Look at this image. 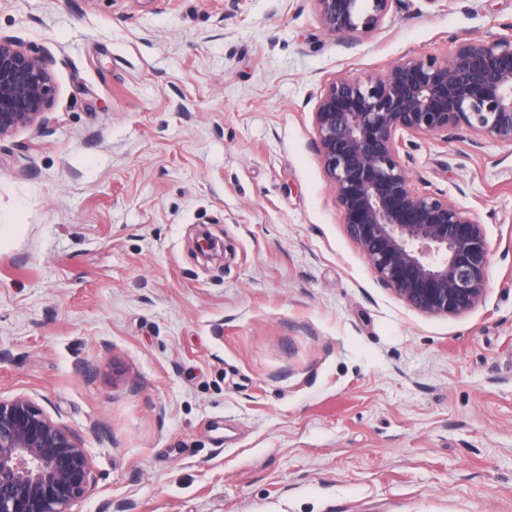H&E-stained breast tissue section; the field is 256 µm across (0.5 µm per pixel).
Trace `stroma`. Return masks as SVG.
I'll return each instance as SVG.
<instances>
[{"label": "stroma", "mask_w": 512, "mask_h": 512, "mask_svg": "<svg viewBox=\"0 0 512 512\" xmlns=\"http://www.w3.org/2000/svg\"><path fill=\"white\" fill-rule=\"evenodd\" d=\"M511 21L394 0L348 46L313 0H0L54 86L0 137V399L80 437L71 512H512V148L403 139L490 244L444 317L378 282L312 145L336 77Z\"/></svg>", "instance_id": "1"}]
</instances>
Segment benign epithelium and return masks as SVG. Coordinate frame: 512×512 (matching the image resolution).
Returning <instances> with one entry per match:
<instances>
[{"instance_id": "7a95c632", "label": "benign epithelium", "mask_w": 512, "mask_h": 512, "mask_svg": "<svg viewBox=\"0 0 512 512\" xmlns=\"http://www.w3.org/2000/svg\"><path fill=\"white\" fill-rule=\"evenodd\" d=\"M326 32L357 42L393 0H313ZM446 57H409L386 73L341 76L313 112L314 149L348 235L380 283L408 307L458 316L482 300L490 248L471 213L416 189L406 135L443 142L461 129L512 147V22ZM53 94L48 60L0 36V137L37 123ZM86 448L25 396L0 400V512H70L92 494Z\"/></svg>"}]
</instances>
